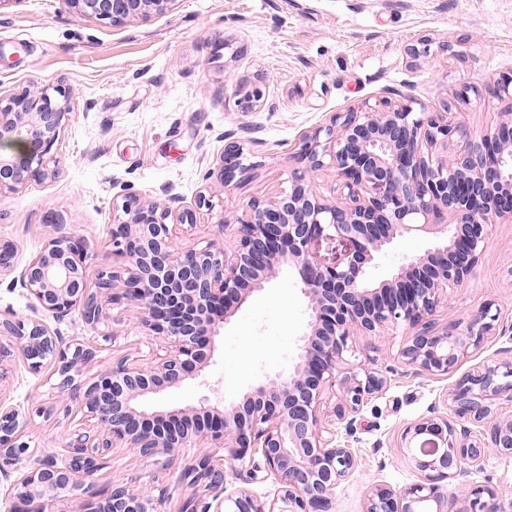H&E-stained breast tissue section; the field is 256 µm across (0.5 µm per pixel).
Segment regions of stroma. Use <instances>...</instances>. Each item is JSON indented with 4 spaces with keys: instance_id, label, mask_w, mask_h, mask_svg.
Here are the masks:
<instances>
[{
    "instance_id": "1",
    "label": "stroma",
    "mask_w": 512,
    "mask_h": 512,
    "mask_svg": "<svg viewBox=\"0 0 512 512\" xmlns=\"http://www.w3.org/2000/svg\"><path fill=\"white\" fill-rule=\"evenodd\" d=\"M430 36L448 43L431 62L405 53ZM228 49H221V42ZM512 74V0H176L164 14L115 26L72 14L64 0H0V97L64 79L73 88L72 114L57 151L59 175L0 197V239L14 244L19 262L34 256L55 233L46 213L62 214L67 230L83 237L92 270L112 267L109 226L125 195H159L173 186L195 207L202 176L226 144H239L255 170L225 188L213 185V206L196 225L177 231V249L207 243L231 248L234 223L248 200L271 199L289 187L299 166L302 137L363 100L412 97L434 112L452 108L472 139L489 134L512 108L490 87ZM262 85L273 109H241L236 90ZM473 89L458 101L464 86ZM413 234L376 254L369 269L382 280L407 258L430 247ZM499 310L495 330L448 375L404 365L398 352L411 331L353 336L356 363L386 380L341 435L358 459L336 489V512H364L375 485L401 491L417 482L402 455L401 435L411 422L447 412L449 388L463 375L505 360L512 347V219L490 225L471 278L448 294L438 325L468 321L486 301ZM136 302L106 307L98 332L66 320L64 336L93 342L96 358L82 378L90 382L123 357L150 361L163 353L137 319ZM308 300L293 270L233 306L198 377L149 397L153 409L222 406L249 387L293 370L308 331ZM53 369L29 373L20 357L0 363V401L30 416L26 439L38 453L58 450L76 426L93 421L78 401L62 404ZM195 451L182 449L161 467L117 450L94 477L96 490L139 480L164 493L166 512H179L192 488L181 470ZM472 484L494 489L497 507H512V456L491 457Z\"/></svg>"
}]
</instances>
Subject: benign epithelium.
<instances>
[{"instance_id":"1","label":"benign epithelium","mask_w":512,"mask_h":512,"mask_svg":"<svg viewBox=\"0 0 512 512\" xmlns=\"http://www.w3.org/2000/svg\"><path fill=\"white\" fill-rule=\"evenodd\" d=\"M73 13L106 20L114 26L147 20L170 10L176 0H64ZM448 51L445 42L423 36L408 45L407 55L430 60ZM492 92L512 102V76L496 80ZM72 89L64 80L33 91L28 88L0 97V145H20L17 153L0 154V196L32 181L59 174L56 152L71 114ZM257 85L240 103L248 110L266 103ZM459 149L443 157L435 148L451 140ZM243 148L224 147L217 167L203 181L238 184L254 167ZM298 160L304 164L290 177L288 191L270 200L251 199L237 219L236 239L229 250L208 244L180 251L174 247L176 224L197 223V211L212 207L201 194L197 209L177 206L171 186L161 196L129 194L121 213L112 215V256L128 272L98 274L91 289L86 241L60 233L26 261L16 280L33 307L60 322L76 313L90 331L106 318V303L129 298L139 305L141 324L149 336L166 343L163 355L148 363L123 358L92 382L81 379L92 362V344L66 340L57 328L36 319L0 318V362L16 352L29 371L52 367L58 388L80 400L95 424L71 431L57 455L34 459L11 483L14 512H51V503L66 497L82 500V512H162L165 496H152L130 484L107 492L94 490L93 476L117 448L131 449L156 464L168 462L179 448L197 454L180 479L200 488L179 512H336V488L356 469L357 458L321 418L324 394L335 391L332 417L352 434L364 400L383 390L384 377L340 365L353 355L352 336L361 331L380 336L400 326L415 332L399 350L407 366L444 375L478 349L496 326L499 312L483 303L465 324L441 329L433 316L448 289L468 280L484 249L487 226L496 218H512V113L494 131L473 142L466 127L450 112H430L413 99L363 101L333 115L330 124L302 137ZM330 169L336 174L339 198L327 202L308 185L306 172ZM435 236L433 247L372 282L367 265L373 253L404 234ZM343 237L354 245L343 264L322 265L312 252L321 237ZM17 251L0 241V277L17 266ZM293 268L308 298L309 333L299 362L253 386L239 402L218 409L202 401L198 427L174 428L175 412L148 411L145 400L194 378L212 358L211 342L219 334L224 312L273 278ZM123 291L115 292L118 285ZM502 398L512 401V359L467 373L452 388L447 406L458 427L446 416L416 420L402 433V452L421 482L396 492L376 487L366 512H499L490 507L493 490L474 486L469 475L484 468L492 455L512 456V417L490 418ZM27 417L0 405V475L10 478L17 466L35 454L24 440ZM242 478L228 488L224 464ZM456 481L442 492L441 482ZM272 481L273 496L257 497L248 488Z\"/></svg>"}]
</instances>
